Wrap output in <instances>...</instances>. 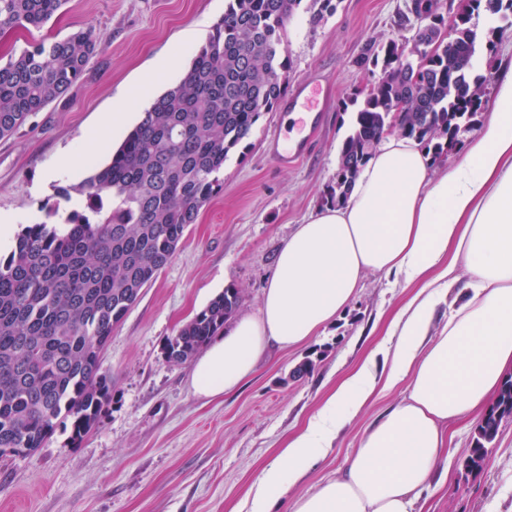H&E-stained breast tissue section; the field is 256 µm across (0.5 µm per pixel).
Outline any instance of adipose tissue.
Masks as SVG:
<instances>
[{
    "label": "adipose tissue",
    "mask_w": 512,
    "mask_h": 512,
    "mask_svg": "<svg viewBox=\"0 0 512 512\" xmlns=\"http://www.w3.org/2000/svg\"><path fill=\"white\" fill-rule=\"evenodd\" d=\"M499 110L464 162L435 175L417 141L381 138L348 200L298 225L278 253L258 316L214 339L196 361L194 393L235 390L270 346L317 336L353 301L367 273L416 286L380 348L341 380L308 426L259 474L239 512H273L375 397H403L362 433L344 471L292 500L290 512H415L447 446L448 423L484 412L512 373V69L495 83ZM468 279L460 281L457 267ZM464 286L463 300L448 293ZM448 320L430 328L440 306Z\"/></svg>",
    "instance_id": "ef3b65f1"
}]
</instances>
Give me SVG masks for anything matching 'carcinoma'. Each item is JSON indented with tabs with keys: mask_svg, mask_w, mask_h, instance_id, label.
<instances>
[{
	"mask_svg": "<svg viewBox=\"0 0 512 512\" xmlns=\"http://www.w3.org/2000/svg\"><path fill=\"white\" fill-rule=\"evenodd\" d=\"M68 0H0V35L42 29ZM334 0H228L224 16L175 86L154 99L112 153L73 187L83 209L62 223L32 224L0 257V455L29 456L61 420L79 443L112 400V377L101 351L112 328L172 259L185 230L223 188L224 162L273 111L287 90L288 23L299 12L319 23ZM426 15L417 54L390 39L370 43L360 63L378 79L356 110L343 141L326 203L348 198L372 150L389 127L422 144L437 160L474 129L487 77L475 73L473 21L512 27V0H459L451 45L438 42L447 17L438 0H408L399 25ZM100 51L88 26L34 39L0 63V138L61 100ZM240 291L224 288L167 338L166 362L194 358L224 329ZM512 416V379L501 387L470 439L463 466L484 467L503 419Z\"/></svg>",
	"mask_w": 512,
	"mask_h": 512,
	"instance_id": "1",
	"label": "carcinoma"
}]
</instances>
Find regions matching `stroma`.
<instances>
[{
    "instance_id": "1",
    "label": "stroma",
    "mask_w": 512,
    "mask_h": 512,
    "mask_svg": "<svg viewBox=\"0 0 512 512\" xmlns=\"http://www.w3.org/2000/svg\"><path fill=\"white\" fill-rule=\"evenodd\" d=\"M226 0H68L44 27L65 37L89 25L100 43L82 81L60 101L0 139V216L13 231L45 221L49 208L67 214L61 189L80 184L139 122L154 98L175 85L223 16ZM406 0H339L318 26L306 13L288 25V88L321 80L322 116L305 156L276 164L273 143L288 144L301 122L285 106L261 118L224 164V187L200 211L162 273L117 323L103 352L112 401L80 444L71 425L28 457H0V512H234L261 469L289 437L304 429L336 384L381 342L414 294L403 280L367 274L344 313L303 345L269 348L235 392L210 400L191 384L192 363L162 355L167 337L228 286L241 291L238 317L258 316L281 247L297 225L324 208L358 92L377 78L359 58L367 44H413L416 23L399 26ZM171 67H164V60ZM125 100L122 125L105 139L92 133ZM63 152L77 154L76 173L53 179ZM313 375L290 374L316 349ZM403 395L395 389L365 406L326 458L288 493L314 492L352 457L361 432ZM477 425L448 427V481L423 512H512V418L500 426L480 471L463 459Z\"/></svg>"
}]
</instances>
